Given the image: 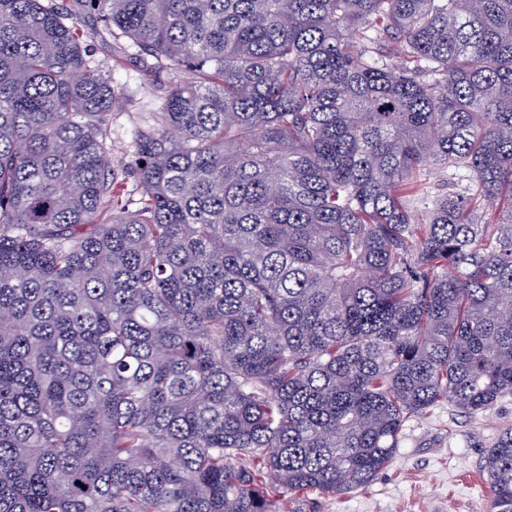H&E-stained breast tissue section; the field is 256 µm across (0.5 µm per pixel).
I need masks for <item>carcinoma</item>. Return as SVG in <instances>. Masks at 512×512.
<instances>
[{
    "label": "carcinoma",
    "mask_w": 512,
    "mask_h": 512,
    "mask_svg": "<svg viewBox=\"0 0 512 512\" xmlns=\"http://www.w3.org/2000/svg\"><path fill=\"white\" fill-rule=\"evenodd\" d=\"M87 13L194 76L136 199ZM506 393L512 0H0V512H286Z\"/></svg>",
    "instance_id": "1"
}]
</instances>
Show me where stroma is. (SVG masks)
<instances>
[{
	"mask_svg": "<svg viewBox=\"0 0 512 512\" xmlns=\"http://www.w3.org/2000/svg\"><path fill=\"white\" fill-rule=\"evenodd\" d=\"M94 59L111 75L119 94L110 143L120 167L131 164L137 128L151 124L171 85L190 81L182 67L166 64L145 72L130 40L100 32ZM512 427V394L488 413L464 415L450 405L410 419L393 465L367 487L336 496L288 503L289 512H490L492 485L483 467L486 451L501 430Z\"/></svg>",
	"mask_w": 512,
	"mask_h": 512,
	"instance_id": "1",
	"label": "stroma"
}]
</instances>
